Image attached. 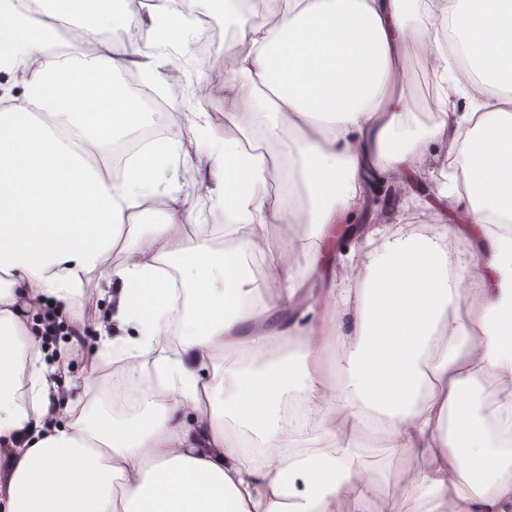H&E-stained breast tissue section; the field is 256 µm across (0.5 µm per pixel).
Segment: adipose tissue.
<instances>
[{"mask_svg": "<svg viewBox=\"0 0 512 512\" xmlns=\"http://www.w3.org/2000/svg\"><path fill=\"white\" fill-rule=\"evenodd\" d=\"M192 0L220 14L238 47L221 87L224 124L197 101L211 94L200 61L185 54L174 112H116L109 124L71 109L58 77L59 49L46 33L57 0H0V32H21L22 53L0 61V122L39 117L32 157L41 185L62 193L50 210L32 207L28 226L0 225V445L11 467L0 478V512H399L362 465L368 442L390 441L421 466L403 475L424 512H512V0ZM166 8L148 6L143 42L98 40L69 69L138 72L164 88L176 37L159 33ZM432 60L433 123L419 119L405 60ZM71 126L88 147L76 154ZM147 126L155 140L133 160L103 148ZM192 149L179 145L182 131ZM263 144L249 159L243 138ZM448 167L429 198L442 224L431 235L376 225L370 192L385 175L418 197L430 146ZM202 172L223 230L194 224L191 178ZM165 225L193 224L187 243L164 251L155 234L134 236L108 270L107 322L93 357L112 360V389L133 407L67 401L49 420L56 366L16 305L36 298L81 317L85 275L108 261L111 228L138 223L147 200ZM91 214L106 234L70 235L73 213ZM360 212L367 282L343 287L334 318L314 307L279 317L311 278L326 225ZM270 224H304L305 266L286 252L265 255L285 283L259 301L240 255ZM223 248H213L216 233ZM465 237L471 266L449 275V238ZM194 272L169 286L171 255ZM232 290L217 287V278ZM470 310L458 312L461 294ZM410 296L428 327L412 352L395 357L406 397L383 389L384 358L373 325L380 304ZM480 349L468 351L474 331ZM491 377L506 394L479 395ZM474 390L470 448L461 453L448 413ZM356 420L364 441L339 436L337 415ZM355 487L346 498L347 487Z\"/></svg>", "mask_w": 512, "mask_h": 512, "instance_id": "ef3b65f1", "label": "adipose tissue"}]
</instances>
